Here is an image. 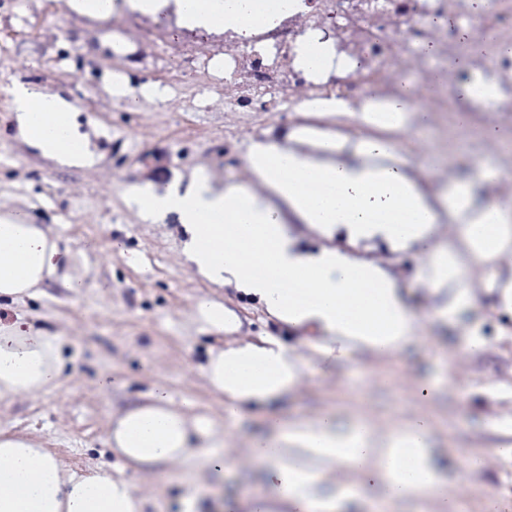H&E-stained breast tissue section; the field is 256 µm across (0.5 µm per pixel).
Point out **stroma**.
Returning a JSON list of instances; mask_svg holds the SVG:
<instances>
[{
    "instance_id": "stroma-1",
    "label": "stroma",
    "mask_w": 512,
    "mask_h": 512,
    "mask_svg": "<svg viewBox=\"0 0 512 512\" xmlns=\"http://www.w3.org/2000/svg\"><path fill=\"white\" fill-rule=\"evenodd\" d=\"M453 54L418 56L420 74L469 70L473 59L493 60L498 41L463 39L457 23L436 33ZM224 37L178 29L175 18L153 17L116 6L100 18L73 10L70 0H0V215L30 214L72 255L63 277L33 297L0 307L26 316L63 338L66 379L34 397L0 404V430L34 438L72 471L104 463L107 425L114 413L140 402L153 383H166L174 400L194 398L221 417V403L205 387L198 365L222 338L191 316L207 295L236 312L241 333H274L261 307L235 288L214 285L186 259V235L175 216L156 218L132 199L136 187L167 190L199 172L216 186L253 187L246 167L252 139L278 138L303 117L296 112H228L224 109ZM24 84L56 94L77 112L90 163L68 167L42 157L17 135L12 91ZM456 93L441 88L412 103L431 120L415 133H392L403 160L463 177L472 156L487 155L486 170L512 177V112L474 113L460 135L451 110ZM496 148L484 151L487 128ZM392 274L407 307L425 318L421 342L393 358L359 353L325 374L310 368L302 385L268 405L245 406L224 430L233 448L247 447L268 430L270 416L285 421L324 413L349 421L363 417L387 431L421 412L435 423L438 462L448 474L457 512H485L495 499L512 506V459L494 448L512 444V310L498 289H480L472 309L444 319L438 298L416 280L421 256L397 253L383 243L357 246ZM85 282L71 294L64 277ZM486 343L465 356L471 333ZM119 386L104 390L103 375ZM431 394L420 399V384ZM487 457L479 470L471 456ZM261 470L224 474L200 468L190 456L178 469L137 473L133 483L148 495L146 512H182L191 494L201 512H220L222 499L262 491Z\"/></svg>"
}]
</instances>
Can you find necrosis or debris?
<instances>
[{
    "instance_id": "1",
    "label": "necrosis or debris",
    "mask_w": 512,
    "mask_h": 512,
    "mask_svg": "<svg viewBox=\"0 0 512 512\" xmlns=\"http://www.w3.org/2000/svg\"><path fill=\"white\" fill-rule=\"evenodd\" d=\"M460 10V0H350L351 18L332 44L343 60L359 63L363 80L356 84L315 76L311 88L298 98L291 89L298 75L294 48L300 37L318 28L307 12L288 15L276 28L259 31L244 44L225 37V108L249 112L261 103L269 111L295 112L303 103L336 97L365 109L370 102L395 95V86L382 74L395 49L430 42L434 19Z\"/></svg>"
}]
</instances>
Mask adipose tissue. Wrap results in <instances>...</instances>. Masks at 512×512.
<instances>
[{"label": "adipose tissue", "instance_id": "ef3b65f1", "mask_svg": "<svg viewBox=\"0 0 512 512\" xmlns=\"http://www.w3.org/2000/svg\"><path fill=\"white\" fill-rule=\"evenodd\" d=\"M124 5L155 18L172 12L182 28L230 31L244 42L258 29L278 26L296 7L295 0ZM396 83L393 98L366 112H348L337 99L321 104V118L348 116L364 135L339 136L301 124L283 138L252 141L247 163L269 197L232 186L217 189L201 173L182 188L137 193L144 209L177 217L188 236L187 259L203 278L232 286L288 329L319 327L313 349L329 365L357 352L395 355L420 330L394 277L373 260L331 246L334 236L357 245L379 240L396 251L419 248L416 277L442 296L439 312L469 305L465 272L473 263L492 265L487 287L512 302V267L500 264L512 254V208L494 198L478 200L473 181H451L432 196L420 189L388 134L405 130L411 120L426 126L430 115L408 118L411 83L401 76ZM13 94L22 139L61 164L83 166L86 144L69 104L24 85ZM288 211L326 238V245L300 250L285 231ZM69 262L43 225L19 212L0 216V302L30 296ZM199 369L207 387L223 397L225 419L232 420L245 405L288 394L308 364L279 337L263 336L210 348ZM63 377L56 337L21 316L0 320V402L47 391ZM107 446L120 462L119 474L68 472L31 438L0 432V512H144L128 472L183 462L196 447L203 452V469L220 473L228 464L213 418L192 400L173 402L158 384L141 403L113 416ZM247 453L261 464L270 489L249 497L248 512H271L276 501L291 512H344L355 494L333 480L343 468L353 469L362 485L379 488L385 499L432 498L441 512H456L448 476L437 462L434 425L425 415L385 434L360 421L339 424L329 413L302 422L278 420L273 434L255 438Z\"/></svg>", "mask_w": 512, "mask_h": 512}]
</instances>
